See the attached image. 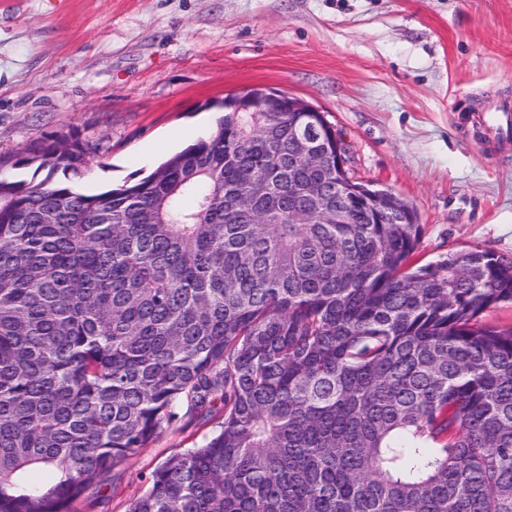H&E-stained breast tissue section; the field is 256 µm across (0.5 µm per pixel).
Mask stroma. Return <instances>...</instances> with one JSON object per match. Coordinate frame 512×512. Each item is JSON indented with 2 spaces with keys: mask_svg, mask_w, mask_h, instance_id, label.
Returning a JSON list of instances; mask_svg holds the SVG:
<instances>
[{
  "mask_svg": "<svg viewBox=\"0 0 512 512\" xmlns=\"http://www.w3.org/2000/svg\"><path fill=\"white\" fill-rule=\"evenodd\" d=\"M254 86L323 112L351 176L413 207L420 263L512 257V138L477 121L512 113V0H0V156L79 137L85 189L147 176ZM208 433L169 428L89 489L92 512H127Z\"/></svg>",
  "mask_w": 512,
  "mask_h": 512,
  "instance_id": "stroma-1",
  "label": "stroma"
}]
</instances>
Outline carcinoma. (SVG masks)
Returning a JSON list of instances; mask_svg holds the SVG:
<instances>
[{"mask_svg":"<svg viewBox=\"0 0 512 512\" xmlns=\"http://www.w3.org/2000/svg\"><path fill=\"white\" fill-rule=\"evenodd\" d=\"M320 112H224L132 183L89 144L0 156V512H74L167 429L209 426L128 512H512V258L417 265L412 207L296 160ZM42 179H37L38 175Z\"/></svg>","mask_w":512,"mask_h":512,"instance_id":"obj_1","label":"carcinoma"}]
</instances>
